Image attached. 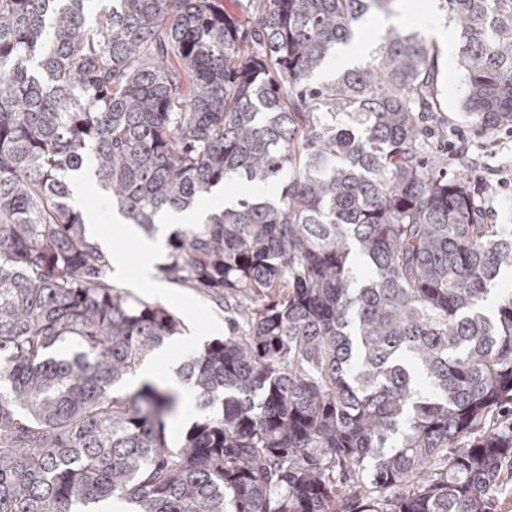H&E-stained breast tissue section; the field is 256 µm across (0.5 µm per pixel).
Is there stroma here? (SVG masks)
<instances>
[{
	"label": "stroma",
	"instance_id": "stroma-1",
	"mask_svg": "<svg viewBox=\"0 0 512 512\" xmlns=\"http://www.w3.org/2000/svg\"><path fill=\"white\" fill-rule=\"evenodd\" d=\"M431 2L401 0L395 14L380 17L376 26L368 28V42L372 45L379 43L391 27L416 31L424 37L432 48L430 56L434 60L435 78L441 90L438 122L448 131L444 149L452 152L462 145L468 147L476 159L472 181L486 194L489 223L512 226V131L505 129L494 137H484L476 131L468 115L462 112L465 85L458 64V33L450 31L448 40L444 42L433 36V29L445 23L446 17L443 12L432 8ZM99 231L110 240L112 249L126 256L128 275L116 279V286L139 298L159 302L180 318L182 337L187 342L180 354L181 359H188L207 342L223 338V302L170 282L166 283V291L162 294L151 286L138 283L137 273L144 261L138 241L124 234L121 226L112 223H102Z\"/></svg>",
	"mask_w": 512,
	"mask_h": 512
}]
</instances>
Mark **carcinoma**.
<instances>
[{
    "label": "carcinoma",
    "mask_w": 512,
    "mask_h": 512,
    "mask_svg": "<svg viewBox=\"0 0 512 512\" xmlns=\"http://www.w3.org/2000/svg\"><path fill=\"white\" fill-rule=\"evenodd\" d=\"M0 0V512H491L512 477V233L485 222L460 149L434 144L419 33L319 80L400 0ZM463 110L512 128V0H438ZM89 173L147 234L162 277L218 298L222 340L177 381L203 415L166 438L177 391L128 385L182 332L107 279L70 204ZM224 208V196L215 194L206 199L193 213H177L166 219V226L193 224L198 219Z\"/></svg>",
    "instance_id": "cac0c4a2"
}]
</instances>
